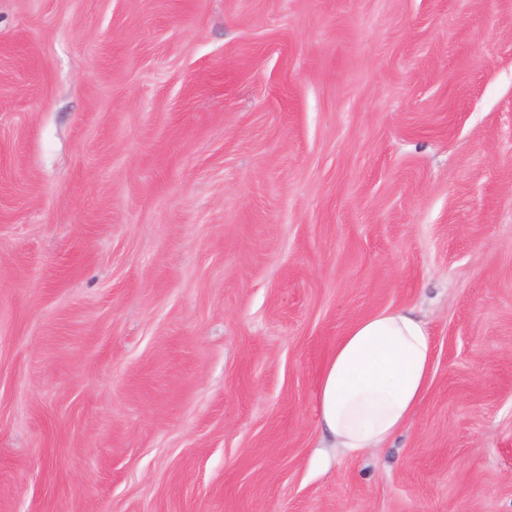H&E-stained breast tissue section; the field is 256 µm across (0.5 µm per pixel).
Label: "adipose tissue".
Returning <instances> with one entry per match:
<instances>
[{"mask_svg":"<svg viewBox=\"0 0 512 512\" xmlns=\"http://www.w3.org/2000/svg\"><path fill=\"white\" fill-rule=\"evenodd\" d=\"M433 342L412 311L384 309L338 341L316 390L319 423L333 447H384L414 417L431 382Z\"/></svg>","mask_w":512,"mask_h":512,"instance_id":"adipose-tissue-1","label":"adipose tissue"}]
</instances>
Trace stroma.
I'll return each instance as SVG.
<instances>
[{"label":"stroma","mask_w":512,"mask_h":512,"mask_svg":"<svg viewBox=\"0 0 512 512\" xmlns=\"http://www.w3.org/2000/svg\"><path fill=\"white\" fill-rule=\"evenodd\" d=\"M0 512H512V0H0ZM433 342L412 311L384 309L354 323L320 375L316 407L335 448H384L414 417L431 382Z\"/></svg>","instance_id":"stroma-1"}]
</instances>
